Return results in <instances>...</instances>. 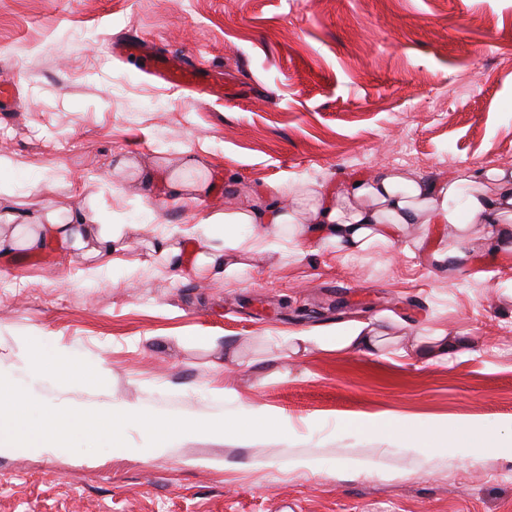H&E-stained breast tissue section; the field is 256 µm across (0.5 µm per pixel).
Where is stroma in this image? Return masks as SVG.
<instances>
[{
	"mask_svg": "<svg viewBox=\"0 0 512 512\" xmlns=\"http://www.w3.org/2000/svg\"><path fill=\"white\" fill-rule=\"evenodd\" d=\"M134 38L222 75L228 97L109 52ZM2 80L24 107L0 111V204L85 205L123 247L93 277L74 251L0 257V382L26 398L13 416H136L1 454L0 512H512V250L486 251L481 225L409 224L355 255L285 242L252 254L242 281L151 249L243 198L274 204L275 184L512 170V0H0ZM174 168L211 186L197 207L163 181ZM444 245L467 263L436 264ZM347 320L470 351L427 363L288 344ZM36 349L77 376L34 366ZM280 415L288 428L268 425ZM464 418L480 424L469 440L450 429ZM151 419L167 450L146 457ZM190 422L217 432L185 435ZM407 428L425 448H402Z\"/></svg>",
	"mask_w": 512,
	"mask_h": 512,
	"instance_id": "1",
	"label": "stroma"
}]
</instances>
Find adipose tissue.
<instances>
[{"instance_id":"adipose-tissue-1","label":"adipose tissue","mask_w":512,"mask_h":512,"mask_svg":"<svg viewBox=\"0 0 512 512\" xmlns=\"http://www.w3.org/2000/svg\"><path fill=\"white\" fill-rule=\"evenodd\" d=\"M274 195H289L292 204H279L260 210L246 202L207 217L210 225L258 224L262 231L248 239L231 242L232 253L224 262L227 276L246 272V256L267 247L270 238L285 234L289 239H314L322 247L340 252H365L385 247L399 239L407 224H453L467 222L483 227L485 248L497 251L512 243V171L480 165L469 168L454 180H427L391 169L349 185L343 198L332 192L312 193L306 187L284 189ZM316 196L308 213L297 209V201ZM114 235L90 228V217L82 207L73 208L67 219L54 211L38 217L35 231L24 237L0 235V251L12 253L23 248L33 253L56 247L69 251H88L105 266L116 262ZM295 346L311 345L338 353L367 354L379 351L384 339L368 322L351 321L315 332L294 333ZM111 428V414L93 418L87 414L62 410L50 420L28 426H13L0 419V452L21 448L50 450V437L84 429L95 423Z\"/></svg>"}]
</instances>
